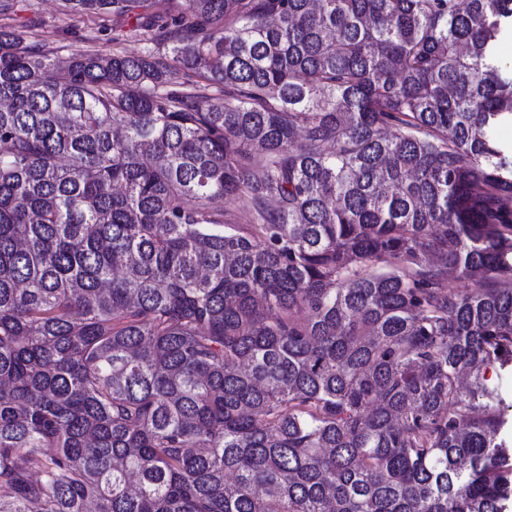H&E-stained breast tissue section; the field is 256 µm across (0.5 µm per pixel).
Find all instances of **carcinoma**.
<instances>
[{
  "instance_id": "cac0c4a2",
  "label": "carcinoma",
  "mask_w": 512,
  "mask_h": 512,
  "mask_svg": "<svg viewBox=\"0 0 512 512\" xmlns=\"http://www.w3.org/2000/svg\"><path fill=\"white\" fill-rule=\"evenodd\" d=\"M66 4L150 47L0 27V512H504L512 0ZM485 376L487 383L498 389L504 412L507 415V425L500 433L499 438L512 448V367L506 369L498 366L487 368Z\"/></svg>"
}]
</instances>
